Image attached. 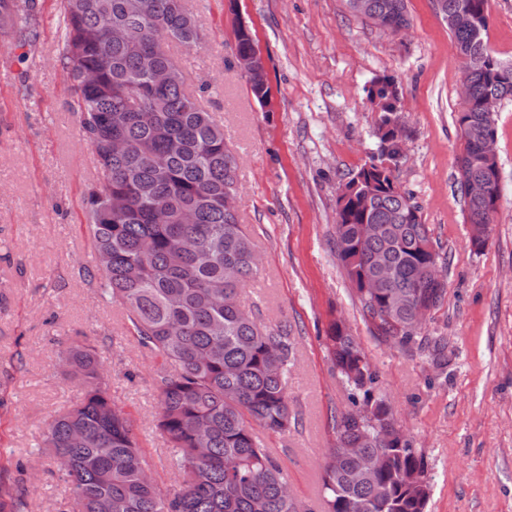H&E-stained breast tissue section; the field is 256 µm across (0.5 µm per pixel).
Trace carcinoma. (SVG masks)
Segmentation results:
<instances>
[{
	"instance_id": "carcinoma-1",
	"label": "carcinoma",
	"mask_w": 512,
	"mask_h": 512,
	"mask_svg": "<svg viewBox=\"0 0 512 512\" xmlns=\"http://www.w3.org/2000/svg\"><path fill=\"white\" fill-rule=\"evenodd\" d=\"M368 19L409 24L407 0H367ZM443 22L462 6L476 19L469 29L448 28L471 53L463 78L469 96L456 123L462 141L458 164L486 179L479 157L484 135H496L487 107L512 99V61L495 57L486 40L488 0H432ZM38 0H0V35L23 49L31 42ZM59 63L73 86L80 132L97 159L85 208L93 240L88 277L103 298L120 304L138 342L156 350L171 371L161 377L157 427L165 435L178 484L145 480L149 465L128 417L112 404L110 379L97 351L66 349L75 369L68 380L83 398L53 418L40 451L52 455L70 485L71 512H298L288 478L255 433L258 425L286 432L295 420L287 389L292 343L288 325L268 326L240 302L257 271L249 236L234 206L237 160L224 129L196 95L187 92L168 44L199 47L204 37L186 0H62ZM122 38H112L113 31ZM252 51V38L235 31L233 56ZM172 68L175 78L153 81L144 68ZM92 79L85 82L81 74ZM378 109L379 158L346 183L351 190L336 211V249L361 311L378 337L404 346L414 341L417 315L438 309L445 282L424 278L440 246L422 223L420 206L398 183L387 159L398 164L405 143L394 79L367 90ZM152 113L140 119L138 109ZM119 140L125 148L112 150ZM468 217L487 220L483 203L458 182ZM193 216V223L184 216ZM367 226L375 227L370 237ZM382 266L393 279L379 295L363 293V280ZM332 367L351 391V408L334 418L336 447L323 469L326 512H426V466L378 388V372L341 321L327 331ZM420 348L436 365L448 361V342L425 336ZM393 433L388 448L368 436ZM204 449L197 458L195 449ZM0 512H28L27 502L0 479Z\"/></svg>"
}]
</instances>
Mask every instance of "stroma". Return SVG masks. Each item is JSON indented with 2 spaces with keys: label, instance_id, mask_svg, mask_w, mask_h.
<instances>
[{
  "label": "stroma",
  "instance_id": "stroma-1",
  "mask_svg": "<svg viewBox=\"0 0 512 512\" xmlns=\"http://www.w3.org/2000/svg\"><path fill=\"white\" fill-rule=\"evenodd\" d=\"M409 29L383 32L345 0H189L205 46L171 53L238 159L236 208L259 257L240 299L265 324H286L295 359L288 431L259 430L288 477L300 512H322V467L335 415L350 407L326 331L343 321L380 375L392 412L422 455L426 512H512V100L498 113L501 200L482 252L458 190L463 60L432 0H407ZM487 42L512 60V0H489ZM245 22L267 61L260 104L224 66ZM60 0H40L34 40L18 61L0 37V477L30 512H64L69 489L37 444L46 423L80 402L61 370L72 342L95 346L112 401L128 414L156 481L175 485L155 425L162 358L137 342L123 308L105 302L84 269L92 260L84 196L96 158L79 135L70 81L58 64ZM393 77L406 155L395 172L448 254L447 293L423 326L448 341L436 370L409 346L379 340L336 255V199L376 150L367 90Z\"/></svg>",
  "mask_w": 512,
  "mask_h": 512
}]
</instances>
